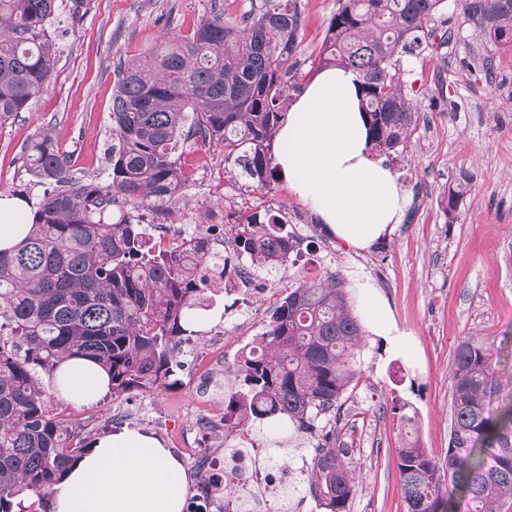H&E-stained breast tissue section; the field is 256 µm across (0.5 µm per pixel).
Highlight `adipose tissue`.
Segmentation results:
<instances>
[{"instance_id":"1","label":"adipose tissue","mask_w":512,"mask_h":512,"mask_svg":"<svg viewBox=\"0 0 512 512\" xmlns=\"http://www.w3.org/2000/svg\"><path fill=\"white\" fill-rule=\"evenodd\" d=\"M275 162L327 230L353 248L391 232L407 206L397 175L369 152L351 71L328 68L307 83L277 135ZM28 210L23 198L0 197V249L25 237ZM52 387L65 402L90 404L110 380L97 363L70 359ZM186 493L182 462L159 439L125 429L93 443L55 486L51 512H182Z\"/></svg>"}]
</instances>
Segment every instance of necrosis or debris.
Here are the masks:
<instances>
[{
    "instance_id": "necrosis-or-debris-1",
    "label": "necrosis or debris",
    "mask_w": 512,
    "mask_h": 512,
    "mask_svg": "<svg viewBox=\"0 0 512 512\" xmlns=\"http://www.w3.org/2000/svg\"><path fill=\"white\" fill-rule=\"evenodd\" d=\"M185 433L199 443L191 451L195 504L210 512H288L287 472L275 465L270 449L256 444L252 431L225 430L222 399L212 397L208 412Z\"/></svg>"
}]
</instances>
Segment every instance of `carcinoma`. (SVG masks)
Here are the masks:
<instances>
[{
    "label": "carcinoma",
    "mask_w": 512,
    "mask_h": 512,
    "mask_svg": "<svg viewBox=\"0 0 512 512\" xmlns=\"http://www.w3.org/2000/svg\"><path fill=\"white\" fill-rule=\"evenodd\" d=\"M64 0H0V125L47 86L58 57L50 31ZM493 44L512 45V0H462ZM444 0H338L320 54L354 72L370 120L369 144L390 154L412 133L399 50L426 39ZM302 28L298 0H262L238 20L212 10L192 34L164 36L138 66H121L112 93L110 178L70 172L53 136L26 148L46 185L27 236L0 250V512H24L28 492L43 504L89 450L85 426L46 399L37 372L52 376L70 358L98 363L119 395L169 378L182 337L203 304L198 270L215 255L154 247L132 211L172 201L187 181L181 157L213 144L224 163L266 188L276 177L270 142L285 121ZM282 217L253 212L234 225L236 258L288 267L296 239ZM362 328L336 283H300L271 312L262 350L242 354L240 389L225 413L257 431L276 423L318 440L305 470L326 512H348L356 482L322 416L338 407L355 377ZM512 368V336H468L451 366V428L444 463L407 442L398 449L406 512H497L512 499V400L490 407L496 375Z\"/></svg>",
    "instance_id": "cac0c4a2"
}]
</instances>
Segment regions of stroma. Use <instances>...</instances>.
<instances>
[{"mask_svg":"<svg viewBox=\"0 0 512 512\" xmlns=\"http://www.w3.org/2000/svg\"><path fill=\"white\" fill-rule=\"evenodd\" d=\"M303 28L297 81L306 85L321 69L320 46L337 0H299ZM235 18L251 0H84L78 16L60 15L55 38L61 50L47 88L28 108L0 126V195L38 203L44 187L27 170L24 149L50 131L71 171L107 181L112 142V88L118 67L141 63L167 33L190 34L213 7ZM429 49L398 55L403 92L415 108L416 126L390 160L408 193L401 224L364 250L330 235L285 178L254 189L225 167L224 148L188 155L189 182L175 203L146 209L144 225L156 236L200 227L233 251L230 225L214 215L269 209L296 216L289 230L300 243L296 264L250 277V305L233 307L226 294L209 295L206 315L224 328L225 370L265 330L270 311L298 279L339 280L355 316H362L358 277H366L388 303L403 333L402 345L365 332L357 351L358 373L347 389L337 424L346 460L359 472L349 512H405L397 450L408 441L443 461L451 423L450 368L467 336L512 335V47L482 36L455 0H446L428 24ZM470 182L454 218L441 199L462 177ZM200 337L181 346V370L166 383L138 388L88 406L63 404L64 413L97 424L91 434L153 419L165 448L179 451L182 436L201 414L199 380L207 372ZM412 416L405 424L401 415Z\"/></svg>","mask_w":512,"mask_h":512,"instance_id":"stroma-1","label":"stroma"}]
</instances>
